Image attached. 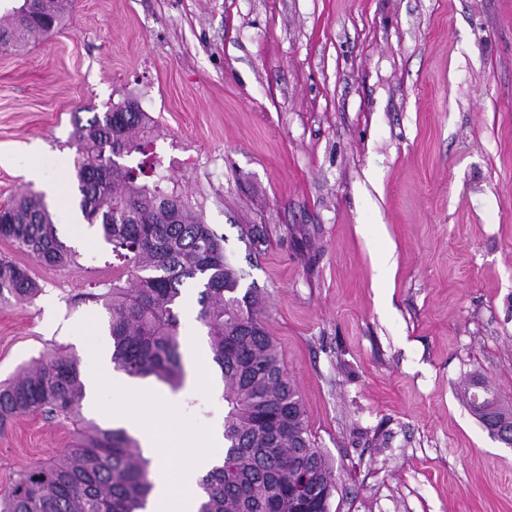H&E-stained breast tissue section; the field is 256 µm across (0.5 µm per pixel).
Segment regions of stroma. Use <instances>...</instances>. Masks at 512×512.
<instances>
[{
  "instance_id": "stroma-1",
  "label": "stroma",
  "mask_w": 512,
  "mask_h": 512,
  "mask_svg": "<svg viewBox=\"0 0 512 512\" xmlns=\"http://www.w3.org/2000/svg\"><path fill=\"white\" fill-rule=\"evenodd\" d=\"M128 98L267 299L331 512H512V447L461 395L477 378L512 403V0H71L59 32L0 52V206L45 193L78 252L49 268L0 240L41 287L0 304V380L57 348L111 359L87 292L112 253L80 218L71 135ZM155 388L195 432L223 424L221 392ZM70 440L15 419L0 494Z\"/></svg>"
}]
</instances>
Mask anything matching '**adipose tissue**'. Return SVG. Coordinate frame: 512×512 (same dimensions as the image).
Masks as SVG:
<instances>
[{
  "instance_id": "obj_1",
  "label": "adipose tissue",
  "mask_w": 512,
  "mask_h": 512,
  "mask_svg": "<svg viewBox=\"0 0 512 512\" xmlns=\"http://www.w3.org/2000/svg\"><path fill=\"white\" fill-rule=\"evenodd\" d=\"M111 385L113 405L104 410L99 401L103 385ZM88 411L107 414L113 423L138 431L145 454L155 465L156 482L148 512H165L167 502L196 501V477L223 455L219 436L198 435L183 428L175 417V397H160L147 383L128 385L113 371L96 366L85 379Z\"/></svg>"
}]
</instances>
